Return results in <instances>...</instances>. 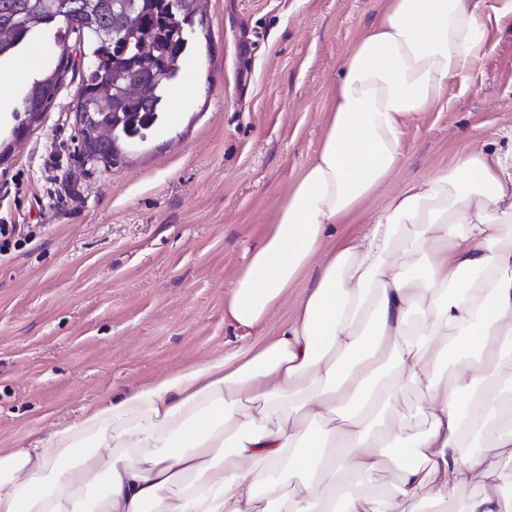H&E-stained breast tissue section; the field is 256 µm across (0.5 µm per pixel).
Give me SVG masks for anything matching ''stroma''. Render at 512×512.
Segmentation results:
<instances>
[{"label":"stroma","mask_w":512,"mask_h":512,"mask_svg":"<svg viewBox=\"0 0 512 512\" xmlns=\"http://www.w3.org/2000/svg\"><path fill=\"white\" fill-rule=\"evenodd\" d=\"M388 0H209L210 35L183 61L164 123L80 151V40L45 112L0 114V450L86 410L274 335L303 286L261 326L227 312L232 287L316 152L344 58ZM467 80L410 119L387 205L407 183L512 127V14Z\"/></svg>","instance_id":"stroma-1"}]
</instances>
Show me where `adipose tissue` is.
I'll return each instance as SVG.
<instances>
[{"label": "adipose tissue", "instance_id": "ef3b65f1", "mask_svg": "<svg viewBox=\"0 0 512 512\" xmlns=\"http://www.w3.org/2000/svg\"><path fill=\"white\" fill-rule=\"evenodd\" d=\"M506 11L389 0L230 294L252 328L308 278L292 317L0 451V512H512L486 460H512V128L367 208L406 121L469 75ZM410 391L412 420L394 413Z\"/></svg>", "mask_w": 512, "mask_h": 512}]
</instances>
